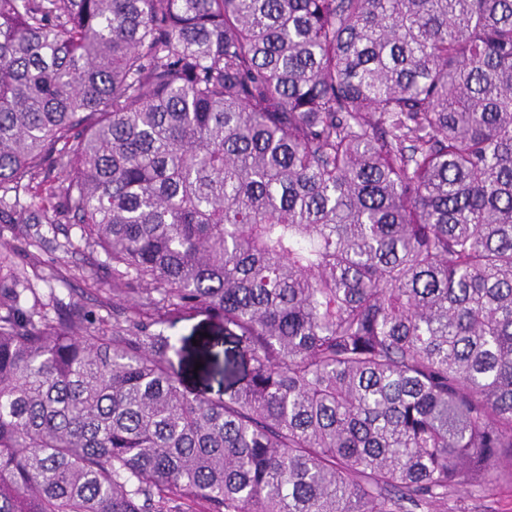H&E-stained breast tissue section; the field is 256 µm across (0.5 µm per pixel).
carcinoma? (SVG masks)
<instances>
[{"mask_svg":"<svg viewBox=\"0 0 512 512\" xmlns=\"http://www.w3.org/2000/svg\"><path fill=\"white\" fill-rule=\"evenodd\" d=\"M60 170L62 176L53 175ZM0 512H448L512 478V0H0ZM247 373L182 384L166 328ZM33 225V221L30 224L0 223V275L6 273L3 263L5 256L18 262L24 259L26 250H30L36 253L39 262L35 267H27L29 278L45 299L49 289H54L60 312L80 306L86 318L109 321H112V311L116 310L121 315H131L141 320L153 313L140 306L136 294L116 289L140 288V285L115 281L102 253L87 250L74 253L73 248L63 246L68 237L75 247L83 248L76 226L60 224L59 230L53 233L48 231V224H38L44 240L39 247H29V235L36 230ZM102 297L108 299L110 304L99 306L96 298ZM168 333L174 336L175 352L172 353L174 364L177 369H180L188 389L205 396H215L224 389V376L221 372L224 367V350L232 347L224 343V337L222 338L224 328L204 315H195L177 322L168 330ZM204 334H207V337H204ZM215 338H220L218 344L213 340ZM193 340H197V346L193 345ZM209 341L211 343L208 346L211 352L209 373L206 374L199 369L194 372L196 353Z\"/></svg>","mask_w":512,"mask_h":512,"instance_id":"obj_1","label":"carcinoma"}]
</instances>
